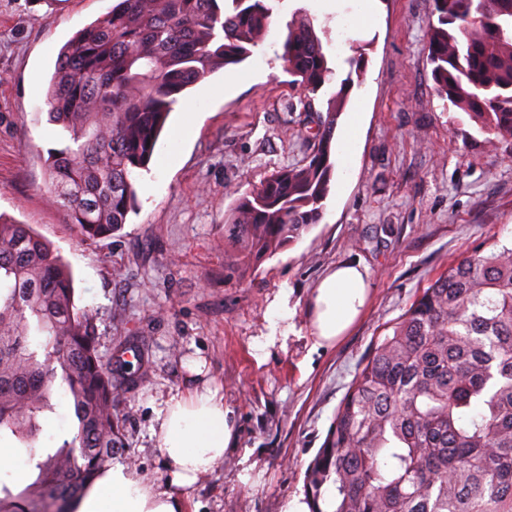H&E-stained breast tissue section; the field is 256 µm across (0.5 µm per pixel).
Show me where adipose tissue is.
Masks as SVG:
<instances>
[{
	"label": "adipose tissue",
	"instance_id": "adipose-tissue-1",
	"mask_svg": "<svg viewBox=\"0 0 512 512\" xmlns=\"http://www.w3.org/2000/svg\"><path fill=\"white\" fill-rule=\"evenodd\" d=\"M369 269L357 262L336 264L317 281L312 324L319 341L340 339L365 307ZM159 448L172 465V484L189 487L224 459L234 437L228 410L208 388L174 400L158 418ZM74 512H182L178 498L141 484L121 464L100 470L74 502Z\"/></svg>",
	"mask_w": 512,
	"mask_h": 512
}]
</instances>
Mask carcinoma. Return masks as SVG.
Wrapping results in <instances>:
<instances>
[{
  "mask_svg": "<svg viewBox=\"0 0 512 512\" xmlns=\"http://www.w3.org/2000/svg\"><path fill=\"white\" fill-rule=\"evenodd\" d=\"M282 0H119L62 47L48 121L72 144L48 153V193L84 239L119 232L178 96L245 61ZM425 52L438 94L485 142L512 151V0H431ZM282 60L315 113L311 153L241 196L230 225L259 259L320 221L352 74L335 69L307 16ZM323 95L321 108L315 99ZM72 275L29 225L0 219V440L36 473L0 479V512H71L123 447L112 367ZM75 426L38 445L59 389ZM309 512H512V247L494 242L431 282L379 337L305 475Z\"/></svg>",
  "mask_w": 512,
  "mask_h": 512,
  "instance_id": "1",
  "label": "carcinoma"
}]
</instances>
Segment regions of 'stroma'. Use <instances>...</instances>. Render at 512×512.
Returning a JSON list of instances; mask_svg holds the SVG:
<instances>
[{"mask_svg":"<svg viewBox=\"0 0 512 512\" xmlns=\"http://www.w3.org/2000/svg\"><path fill=\"white\" fill-rule=\"evenodd\" d=\"M114 3L0 0V213L32 225L71 267L75 303L96 316L104 362H129L114 403L118 462L180 498L184 512H285L303 495L307 466L377 337L448 267L490 240L512 243V156L438 95L424 52L429 0H378L368 29L356 28L351 8L283 0L263 43L235 65V89L217 94L218 71L186 91L197 102L195 128L142 172L122 230L81 238L47 201L44 160L63 134L48 120L46 94L62 46ZM300 8L322 31L337 79L347 58L364 54L345 105L361 120L322 220L249 262L229 237L239 195L310 151L303 93L279 57ZM343 261L368 267L370 301L347 336L320 346L310 292ZM283 299L288 333L275 337ZM194 360L201 373L189 371ZM204 387L217 391L235 437L211 473L175 486L157 417L171 398Z\"/></svg>","mask_w":512,"mask_h":512,"instance_id":"obj_1","label":"stroma"}]
</instances>
